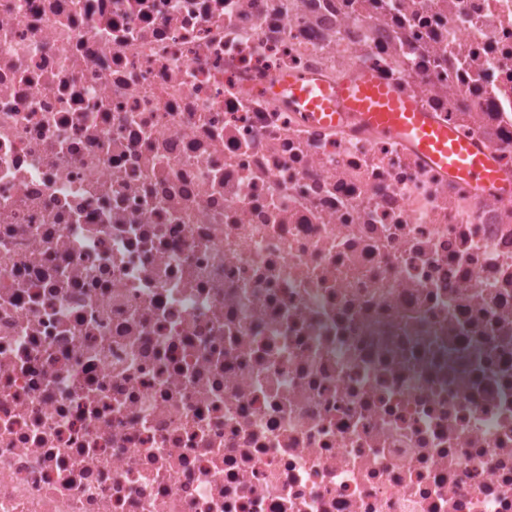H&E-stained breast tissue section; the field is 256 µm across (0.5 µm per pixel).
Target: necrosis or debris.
I'll use <instances>...</instances> for the list:
<instances>
[{"mask_svg": "<svg viewBox=\"0 0 512 512\" xmlns=\"http://www.w3.org/2000/svg\"><path fill=\"white\" fill-rule=\"evenodd\" d=\"M291 74L512 176V0H0V512H512V196ZM280 86L288 90L289 102L313 121L337 125L346 117L358 119L409 146L476 195L512 194V181L504 180L499 165L487 153L370 76L331 87L289 75Z\"/></svg>", "mask_w": 512, "mask_h": 512, "instance_id": "necrosis-or-debris-1", "label": "necrosis or debris"}]
</instances>
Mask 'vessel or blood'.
Instances as JSON below:
<instances>
[{"label":"vessel or blood","mask_w":512,"mask_h":512,"mask_svg":"<svg viewBox=\"0 0 512 512\" xmlns=\"http://www.w3.org/2000/svg\"><path fill=\"white\" fill-rule=\"evenodd\" d=\"M282 86L288 91L289 102L311 120L336 125L347 117L358 119L409 146L428 164L467 184L475 194H512V181L504 179L499 165L487 153L370 76L333 87L290 76Z\"/></svg>","instance_id":"vessel-or-blood-1"}]
</instances>
